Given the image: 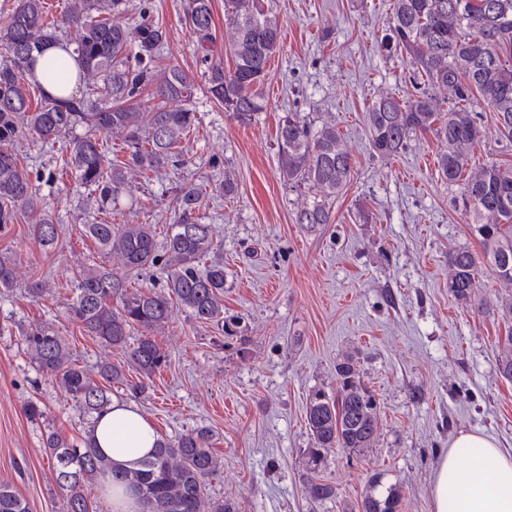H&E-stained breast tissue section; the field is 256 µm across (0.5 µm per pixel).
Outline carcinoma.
Returning a JSON list of instances; mask_svg holds the SVG:
<instances>
[{
	"mask_svg": "<svg viewBox=\"0 0 512 512\" xmlns=\"http://www.w3.org/2000/svg\"><path fill=\"white\" fill-rule=\"evenodd\" d=\"M274 0H226L224 54L226 70L211 62L216 35L212 0H188L185 19L207 63V93L237 121L250 124L264 110L256 91L272 56L280 48L281 26ZM123 0H66L62 14H47V0H16L0 19V228L25 217L45 249L58 245V225L44 199L33 189L30 171L17 145L26 138L61 144L63 162L75 180L91 190L87 199L98 212L112 211L125 190L130 170L157 171L184 164L180 145L197 124L191 101L195 84L177 65H157V50L167 31L152 19L149 5L130 25L118 18ZM476 36L469 37L468 30ZM58 46L80 67L52 94L30 81L37 56ZM383 50L404 51L414 74L427 87L412 101L392 95L374 100L367 112L369 142L375 154H399L417 132L432 131L448 143L438 163L448 182L456 181L468 161L465 150L481 140L483 130L473 103L496 112L503 135L512 138V63L499 49L512 48V0H392ZM40 102L32 106L31 90ZM451 97L441 111L433 91ZM146 91L159 100L145 112L139 99ZM85 129L82 135L77 128ZM118 136L126 150L120 163L109 157V137ZM279 171L292 187L308 189L309 202L296 215L299 224H328V201L347 187L352 160L334 125L316 126L290 113L279 126ZM206 196L191 186L172 202L176 224L163 246L148 224L84 225V234L106 253L120 258L122 271L85 267L76 276V298L70 316L91 335L127 352V365L149 378L166 366V355L149 336L129 343L131 331L154 332L169 322L173 308L187 310L201 322H224V263L203 265L214 249L212 227L199 216ZM473 216L471 232L482 247L476 256L463 247L448 253L452 273L449 293L473 305V283L485 265L500 282L512 285V165L490 163L469 171L461 194ZM166 271L167 291L127 288L151 267ZM27 352L39 370L72 397L90 418L112 404L114 389L138 395L142 381H131L125 366L102 361L88 371L73 360L70 348L46 325L23 335ZM339 392L317 389L306 403L312 447L304 449L305 489L310 501L336 498V487L321 472L328 454L342 448L359 454L372 447L380 412L374 392L358 377L349 360L337 365ZM211 431L201 427L176 439L160 437L154 452L135 465L119 469L92 444L90 433L69 440L46 435L45 452L59 487L64 512H91L84 485L109 474L134 491L140 512H237L234 503L210 494L207 481L223 467L210 448ZM368 487L359 512H400L401 494L391 489L383 498ZM0 512H29L26 500L11 483L0 482Z\"/></svg>",
	"mask_w": 512,
	"mask_h": 512,
	"instance_id": "obj_1",
	"label": "carcinoma"
}]
</instances>
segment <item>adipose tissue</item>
<instances>
[{
    "label": "adipose tissue",
    "mask_w": 512,
    "mask_h": 512,
    "mask_svg": "<svg viewBox=\"0 0 512 512\" xmlns=\"http://www.w3.org/2000/svg\"><path fill=\"white\" fill-rule=\"evenodd\" d=\"M159 437L134 404L113 399L96 419L91 438L113 464L129 466L150 455ZM475 448L477 459L463 451ZM433 512H512V455L484 435L458 434L441 459L432 483Z\"/></svg>",
    "instance_id": "adipose-tissue-1"
}]
</instances>
